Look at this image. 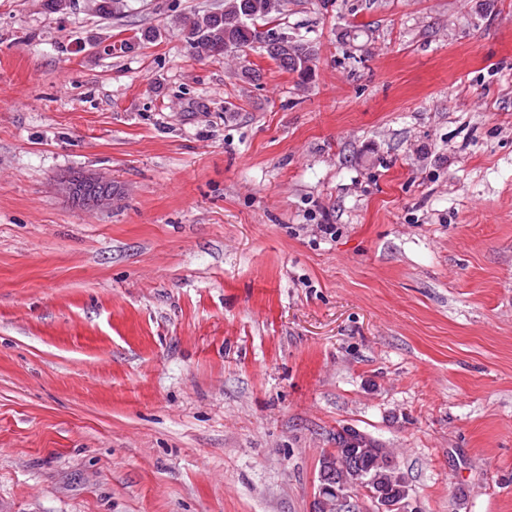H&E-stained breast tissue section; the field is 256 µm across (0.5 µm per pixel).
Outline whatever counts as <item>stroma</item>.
Returning <instances> with one entry per match:
<instances>
[{
  "mask_svg": "<svg viewBox=\"0 0 512 512\" xmlns=\"http://www.w3.org/2000/svg\"><path fill=\"white\" fill-rule=\"evenodd\" d=\"M223 3L0 0V512H313L347 426L512 512V0H286L303 82ZM282 0H225L217 8L189 18L182 35L194 56L239 59L248 50L259 51L283 70L297 73L303 82L317 52L308 43L279 33L272 25L282 14ZM262 23H260V22ZM108 183L111 185L110 193L108 195L102 196L97 205L93 208V200L101 195L104 191L108 190V186L106 185H98L95 189L89 191L86 195H84L80 200H72V202L79 206L82 209H95V210H106L110 209L112 206V180L101 176L100 174H87L86 176V185L95 186L97 184Z\"/></svg>",
  "mask_w": 512,
  "mask_h": 512,
  "instance_id": "1",
  "label": "stroma"
}]
</instances>
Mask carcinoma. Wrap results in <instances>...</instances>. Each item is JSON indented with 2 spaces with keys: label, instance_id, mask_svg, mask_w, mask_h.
I'll return each instance as SVG.
<instances>
[{
  "label": "carcinoma",
  "instance_id": "1",
  "mask_svg": "<svg viewBox=\"0 0 512 512\" xmlns=\"http://www.w3.org/2000/svg\"><path fill=\"white\" fill-rule=\"evenodd\" d=\"M282 11V0H224V7L197 14L188 19L182 35L194 56L205 58H240L247 50L259 51L276 61L280 68L305 79L310 64L316 59L313 46L288 37L276 30L274 22ZM155 37L154 31H143L113 44L123 53ZM336 464L360 466L369 471L372 483L367 488L388 489L398 497L408 498V483L398 464L390 463L387 449L373 440L359 438L346 427L336 432V448L323 454L319 463L318 480H323L327 459Z\"/></svg>",
  "mask_w": 512,
  "mask_h": 512
}]
</instances>
